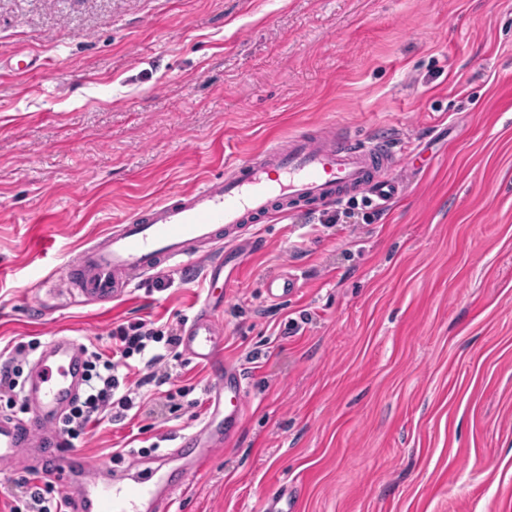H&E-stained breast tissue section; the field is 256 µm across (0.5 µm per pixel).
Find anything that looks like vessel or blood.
<instances>
[{
	"label": "vessel or blood",
	"instance_id": "1",
	"mask_svg": "<svg viewBox=\"0 0 512 512\" xmlns=\"http://www.w3.org/2000/svg\"><path fill=\"white\" fill-rule=\"evenodd\" d=\"M413 154L411 143L360 139L336 130L299 133L275 140L223 176L168 194L96 238L69 264V286L87 304L106 305L129 295L159 270L202 264L210 285L231 287L238 271L237 248L255 245L256 225L303 207L342 203L359 196L382 208L401 183L393 172ZM291 273L270 277L269 297L294 293ZM215 306L204 301L183 326L180 345L211 371L203 433L181 435L172 452L183 469H201L216 450L235 442L246 409L242 370L224 357ZM84 353L67 336L50 339L31 367L24 392L31 415H0V461H16L20 449L37 448L56 460L55 477L85 473L87 494L70 498L69 512H170L181 484L149 473L134 483L101 482L85 471L83 456L65 448L56 427L79 394Z\"/></svg>",
	"mask_w": 512,
	"mask_h": 512
}]
</instances>
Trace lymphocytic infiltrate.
<instances>
[{"label": "lymphocytic infiltrate", "mask_w": 512, "mask_h": 512, "mask_svg": "<svg viewBox=\"0 0 512 512\" xmlns=\"http://www.w3.org/2000/svg\"><path fill=\"white\" fill-rule=\"evenodd\" d=\"M110 337L111 355L93 351L86 356L83 392L58 425L65 444H72L88 425L97 424L103 418L124 420L127 411L136 404L137 387H160L166 401L174 399L173 392L167 388L172 378L168 358L179 346L178 327H158L138 320L119 325ZM138 363L149 368L150 373L133 386L129 383V373ZM19 486L22 494L10 512H68V498L52 483L39 486L23 479Z\"/></svg>", "instance_id": "obj_1"}]
</instances>
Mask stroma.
I'll return each instance as SVG.
<instances>
[{"mask_svg": "<svg viewBox=\"0 0 512 512\" xmlns=\"http://www.w3.org/2000/svg\"><path fill=\"white\" fill-rule=\"evenodd\" d=\"M317 128L431 164L385 209L257 226L216 311L242 431L171 512H262L283 484L294 512H512V0H0V364L33 338L107 351L120 324L184 325L201 271L82 305L69 262ZM279 272L299 277L284 300L263 287ZM170 364L177 411L143 387L138 416L75 440L90 470L157 466L202 427L207 370Z\"/></svg>", "mask_w": 512, "mask_h": 512, "instance_id": "stroma-1", "label": "stroma"}]
</instances>
